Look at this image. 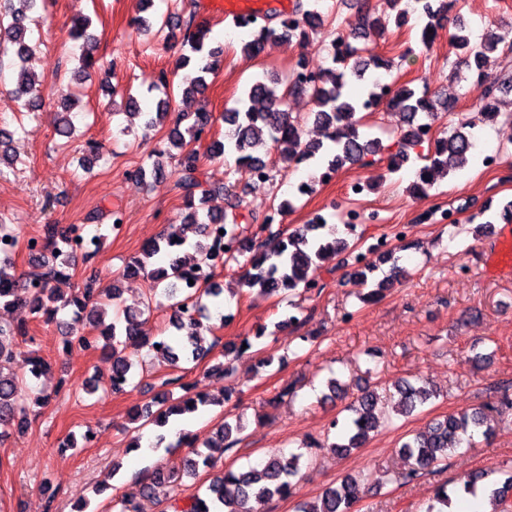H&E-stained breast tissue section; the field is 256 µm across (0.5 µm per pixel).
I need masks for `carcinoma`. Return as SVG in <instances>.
<instances>
[{"label": "carcinoma", "instance_id": "obj_1", "mask_svg": "<svg viewBox=\"0 0 512 512\" xmlns=\"http://www.w3.org/2000/svg\"><path fill=\"white\" fill-rule=\"evenodd\" d=\"M6 2L7 6L0 10V54L10 58L15 76L12 94L23 101L27 110L38 111L42 106L43 91L49 86L46 80L35 77L27 68V61L36 47L27 20L38 0ZM418 2L427 18L420 32L421 42L429 44L434 37L433 31L441 27H454L450 41L461 51L462 59L458 65L479 70L480 79L485 84V95L478 111L479 120L484 124L495 123L500 115L498 93L507 88L509 82V78L498 74V70L505 69V66L497 56L496 37L488 30L480 39H472L460 15L453 13L458 0ZM324 21L325 15L319 10L318 3L309 6L304 0H297L292 12L278 24H270L265 17L258 20L259 26L248 28V40L242 42V50L255 57L263 52L265 43L281 37H296L305 41ZM159 23L160 28L168 27L181 35V54L176 66L185 70L182 101H194L206 89L207 75L214 73L223 61L224 46L213 45L208 30L194 25L191 18L184 21L176 16L163 15ZM90 26L91 21L84 18L74 21L71 29L72 39L78 43L80 50L78 59L82 63V69L75 72L78 78L93 64V60L89 59L93 55L92 38L87 34ZM385 29V15L362 4L354 25L355 35L364 39L380 38ZM329 57L330 67L319 70L313 77L298 74L296 79L289 80L279 95L270 87L276 81L272 75L266 74L263 79L251 83L239 99L238 107L224 113V140L214 143L210 153L214 156H234L238 171L244 174L250 169H261L268 174L273 171L256 154V148L265 145L268 139L279 147V161L285 170L293 163L317 157L324 172L318 177L312 175L308 181L300 184L298 193L303 194L305 190L311 191L314 185L325 181L327 174L355 164L364 155L380 149L378 140L367 139L360 131L362 124L357 117L358 112L383 103L392 112L408 115L401 148L389 161L390 169L396 170L409 159L406 148L423 142L416 135V126L420 123L431 126L442 113L454 108L452 101L434 98L425 92L419 94L408 86L383 84L378 76L365 79L366 73L372 68L390 71L393 61L381 55L362 56L361 48L347 37L340 36L333 41ZM300 93L313 99L315 110L309 118L324 128L326 141H304L306 121L288 110V98ZM126 106L129 109L126 116L142 119L144 126L149 129L166 118L170 101L167 98L158 100L153 112L142 111L139 101L133 97L127 99ZM210 123L211 115L203 106L193 112L177 115L175 127L167 136L168 149L159 152V156H167L179 168L177 186L184 193L187 214L183 223L170 227L158 239L148 243L141 256L134 258L122 272L124 276L141 274L150 280L149 310L160 293L169 298L179 296L171 304L174 309L173 327L184 333L185 340L174 345L154 337H141L139 321L131 312L123 318L117 316L112 322L105 323L103 316L92 306V288L77 289L67 297L57 296L50 284L69 277L74 254L79 250L87 255L93 254L100 245L92 238L84 239L79 246L72 244L69 226L46 225L44 250L52 253L57 263L45 260L41 271L20 278L6 274L0 267V307L24 304L32 314L47 321L56 319L58 313L66 309L72 310L78 318L87 312L93 321L103 326L101 336L104 343L101 345L91 344L84 336L72 332L64 336L63 343L67 347L78 342L94 351L101 349L107 352L112 357L110 391L114 394L124 392L133 380L134 362L127 353L129 349L138 351L146 348L158 352L173 364L182 358L199 361L207 357L210 349L202 344L200 337V319L208 310L203 298L215 301L224 294V289L215 281L216 258L224 257V264L227 265L237 259L241 249L249 250L250 268L242 274V284L249 289L256 288L265 295H278L290 293L300 286L308 290L317 287L313 272L349 248V242L339 236L336 225L327 223L320 216L288 235L272 231L274 215L292 208V202L288 199L272 204L250 237L244 236L248 227L243 225L247 217L241 212L245 208L242 197H235L230 204L232 213L229 217L204 212L209 196L226 191L224 186L202 183L197 176L199 157L192 143L201 140L208 132ZM473 149V137L468 131L456 130L446 137L435 139L434 153L425 158V164L416 171L415 180L410 186L412 192L422 193L434 184L438 176L464 167L472 157ZM211 224L222 225L224 233L213 235L209 230ZM189 278L195 281V287L186 291L182 288L181 280ZM31 342L33 337L29 336L25 325L0 322V439L12 431H23L29 424L24 395L27 383L11 372L10 365L20 354V344ZM179 380V376L162 380L160 387L163 391L159 396L129 415V421L133 423L132 431L137 432L147 424L162 427L172 415L194 413L214 404L213 400L201 394L186 397L177 404L170 403L169 392L164 387ZM392 389L399 396L397 412L401 414L412 413L417 406L434 397L427 381L421 379L414 384L398 380L392 384ZM379 401L378 389L363 388L349 406L352 416L344 422L334 441L326 444V448L334 454L347 455L363 447L384 422V417L377 412ZM503 407L512 408V398L507 394L494 403L435 420L428 430L403 441L400 451L412 464L395 481L410 484L447 462L450 453L462 444H471L475 434L489 435L490 429L485 427L486 412ZM218 448L222 449L224 445L209 443L206 450L193 451L194 457L186 460L182 473L192 476L199 466H212L214 452ZM303 458L301 451L289 454L274 452L260 462L237 471L218 472L204 494H197L183 504L174 496L168 497L170 508L172 512H252V500L287 498L293 493L292 478L298 474ZM484 478L485 474L475 473L459 478L457 483L465 493L475 497L480 492L494 505H500L512 497V474L501 483L478 485ZM180 480L179 474L162 467L143 475L135 482L136 491L122 496L118 501L119 512H137V496L153 494L162 487L172 488ZM453 492H457V489L450 490L446 484L437 487L425 512H447ZM359 494L357 478L345 476L327 488L317 502L302 504L297 512H354Z\"/></svg>", "mask_w": 512, "mask_h": 512}]
</instances>
